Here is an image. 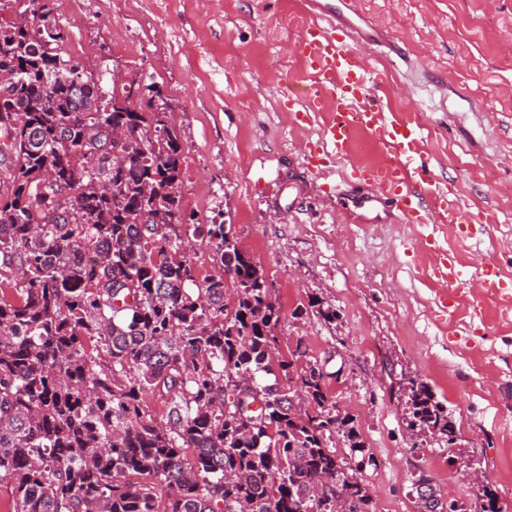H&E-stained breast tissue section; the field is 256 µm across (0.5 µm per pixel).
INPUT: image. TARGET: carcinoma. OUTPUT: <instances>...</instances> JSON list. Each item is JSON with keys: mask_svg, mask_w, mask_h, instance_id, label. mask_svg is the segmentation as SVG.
<instances>
[{"mask_svg": "<svg viewBox=\"0 0 512 512\" xmlns=\"http://www.w3.org/2000/svg\"><path fill=\"white\" fill-rule=\"evenodd\" d=\"M26 2L0 22V512H336L338 495L371 512L373 456L322 368L280 359L298 388L269 379L280 304L263 267L234 225L184 212L156 83L105 91ZM407 389L408 428L453 442L429 388ZM416 484L421 512L444 509Z\"/></svg>", "mask_w": 512, "mask_h": 512, "instance_id": "carcinoma-1", "label": "carcinoma"}]
</instances>
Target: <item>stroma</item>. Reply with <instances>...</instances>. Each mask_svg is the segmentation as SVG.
I'll list each match as a JSON object with an SVG mask.
<instances>
[{"instance_id": "35a3bbf8", "label": "stroma", "mask_w": 512, "mask_h": 512, "mask_svg": "<svg viewBox=\"0 0 512 512\" xmlns=\"http://www.w3.org/2000/svg\"><path fill=\"white\" fill-rule=\"evenodd\" d=\"M407 60L369 53L389 117L418 127L438 182L482 234L404 224L330 190L305 154L319 130L288 99L314 93L291 49L311 21L300 0H52L62 55L114 78L154 80L182 129V196L198 222L221 216L264 268L281 306L283 355L306 351L328 397L375 463L373 512H419L413 484L481 512V484L512 512V310L477 283L433 274L435 236L477 272L512 278V0H364ZM335 310L309 311L310 299ZM426 384L456 446L407 427L406 385Z\"/></svg>"}]
</instances>
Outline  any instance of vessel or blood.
Returning <instances> with one entry per match:
<instances>
[{"label": "vessel or blood", "mask_w": 512, "mask_h": 512, "mask_svg": "<svg viewBox=\"0 0 512 512\" xmlns=\"http://www.w3.org/2000/svg\"><path fill=\"white\" fill-rule=\"evenodd\" d=\"M303 5L314 22L294 49L308 63L317 91L301 102L296 117L305 123L315 113H332L309 164L323 178L336 177L359 190L361 202L395 208L403 223H424L431 206L447 211L452 222L463 228L481 223L480 214L461 209L438 185L416 131L390 120L378 106L365 52L383 47L401 58L403 47L360 9L358 0H303ZM359 124L388 149L390 156L383 164L351 161L350 145Z\"/></svg>", "instance_id": "1"}]
</instances>
